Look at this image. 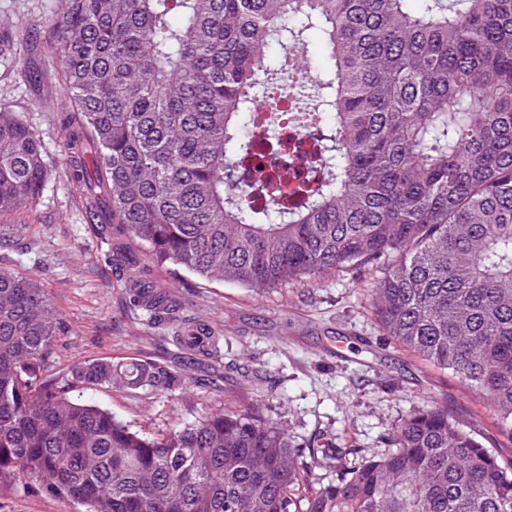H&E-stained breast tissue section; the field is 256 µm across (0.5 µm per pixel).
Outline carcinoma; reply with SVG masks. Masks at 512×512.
<instances>
[{
    "label": "carcinoma",
    "instance_id": "carcinoma-1",
    "mask_svg": "<svg viewBox=\"0 0 512 512\" xmlns=\"http://www.w3.org/2000/svg\"><path fill=\"white\" fill-rule=\"evenodd\" d=\"M319 26L333 77L288 142L267 52ZM69 178L90 220L160 266L268 290L382 266L374 313L488 403L512 442V0H60L48 18ZM49 176L37 131L0 113V212ZM51 304L0 268V486L39 478L88 512H512V458L440 404L378 455L296 445L259 412L157 437L68 396L166 385L139 363L40 373ZM334 478L317 488L313 470Z\"/></svg>",
    "mask_w": 512,
    "mask_h": 512
}]
</instances>
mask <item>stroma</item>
I'll list each match as a JSON object with an SVG mask.
<instances>
[{
    "label": "stroma",
    "instance_id": "stroma-1",
    "mask_svg": "<svg viewBox=\"0 0 512 512\" xmlns=\"http://www.w3.org/2000/svg\"><path fill=\"white\" fill-rule=\"evenodd\" d=\"M57 2L0 0V22L25 48L21 55L0 52V111L15 113L39 133L51 164L33 206L0 214V225L21 227L0 244V265L37 278L54 309L56 333L44 375L58 377L96 359L166 370L175 381L165 389L102 385L83 392L87 401L152 435L209 413L255 407L283 425L294 443L316 439L374 453L405 419L444 402L488 448L512 453L476 392L385 335L372 306L381 269L332 272L258 292L173 273L142 246L138 278L169 295L178 312L175 320L155 324L135 307L129 274L112 260L117 236L89 221L84 197L67 177L57 116L68 103L39 28ZM200 324L216 336V353L184 346L183 336ZM0 512L85 508L48 493L42 480L23 477L0 491Z\"/></svg>",
    "mask_w": 512,
    "mask_h": 512
}]
</instances>
